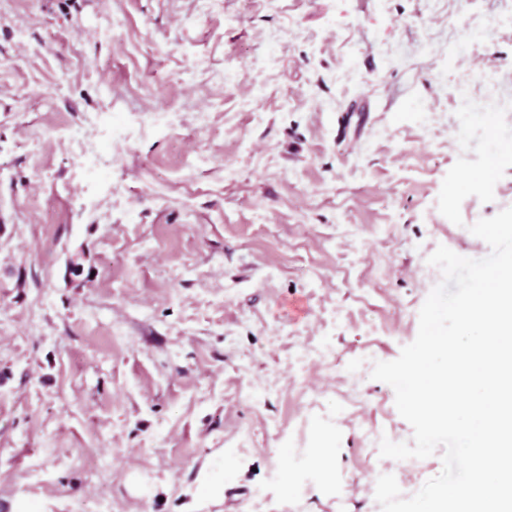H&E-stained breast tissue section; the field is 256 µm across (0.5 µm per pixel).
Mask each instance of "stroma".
Here are the masks:
<instances>
[{
	"instance_id": "35a3bbf8",
	"label": "stroma",
	"mask_w": 512,
	"mask_h": 512,
	"mask_svg": "<svg viewBox=\"0 0 512 512\" xmlns=\"http://www.w3.org/2000/svg\"><path fill=\"white\" fill-rule=\"evenodd\" d=\"M481 69L512 87L499 0H0V512H381L366 433L413 430L373 364L417 336L415 270L512 207V126L457 98ZM89 115L98 177L56 130Z\"/></svg>"
}]
</instances>
